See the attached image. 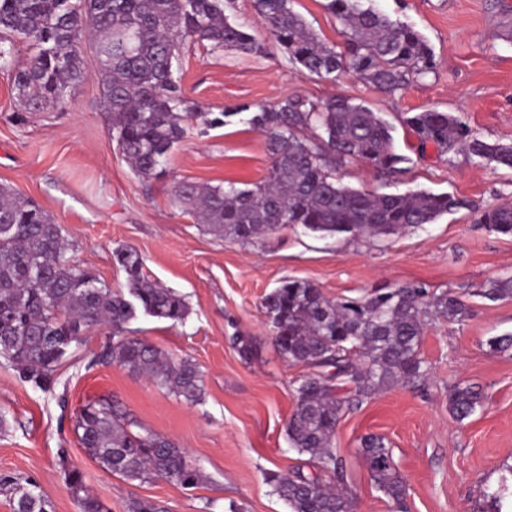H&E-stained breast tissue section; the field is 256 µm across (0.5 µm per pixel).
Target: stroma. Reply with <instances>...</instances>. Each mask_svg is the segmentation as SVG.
<instances>
[{"mask_svg": "<svg viewBox=\"0 0 512 512\" xmlns=\"http://www.w3.org/2000/svg\"><path fill=\"white\" fill-rule=\"evenodd\" d=\"M325 4L293 0L292 7L326 43L342 45V28ZM378 5L424 36L438 62L436 73L393 95L350 74L328 81L298 71L273 42L262 57L188 45L180 70L183 92L202 112L272 105L297 95L314 101L344 96L396 123L397 146L412 159L397 191L449 192L465 206L385 240L284 230L241 244L198 224L173 204L174 185L259 180L271 163L263 136L238 121L203 136L199 123H192L171 155L168 177L142 180L112 138L90 40L80 48L85 77L68 89L62 105L23 110L10 75L0 70V184L48 211L64 229L70 257L112 290L126 283L113 250L137 249L145 274L183 294L190 315L175 324L141 314L129 330L169 356L193 360L204 376L203 400L192 404L117 364L90 366L109 338L104 328L84 337L47 393L0 359V475L35 481L53 512H79L67 482L74 467L106 512H127L133 498L157 501L165 512H206L210 501L215 512L231 502L240 512H289L263 474L306 464L291 449L286 429L295 408L293 382L307 369L273 346L264 297L287 278L312 282L333 299L415 282L461 296L473 314L460 324L427 326L424 381L382 391L342 417L333 442L345 463L344 481L354 512H394L358 453L362 437L377 434L389 442L409 489L408 512H484V491L497 488L512 465V350L493 352L487 345L490 337L512 333V300L491 302L475 291L512 275V237L489 232L478 218L512 199V170L447 156L432 146L416 150L413 133L397 119L427 109L451 112L483 140L512 141V17L503 12L512 0ZM235 331L250 339L249 355L232 345ZM452 383L475 384L485 394L482 408L461 422L448 411ZM98 396L118 400L144 426L177 443L203 470L204 481L192 489L160 479L131 483L89 459L74 417Z\"/></svg>", "mask_w": 512, "mask_h": 512, "instance_id": "1", "label": "stroma"}]
</instances>
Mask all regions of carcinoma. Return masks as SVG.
Here are the masks:
<instances>
[{
	"instance_id": "cac0c4a2",
	"label": "carcinoma",
	"mask_w": 512,
	"mask_h": 512,
	"mask_svg": "<svg viewBox=\"0 0 512 512\" xmlns=\"http://www.w3.org/2000/svg\"><path fill=\"white\" fill-rule=\"evenodd\" d=\"M266 33L288 63L321 78L351 73L388 94L415 77L436 73L434 53L408 24L393 21L365 0H327L342 27V49L329 45L291 7V0H254ZM88 36L99 58L104 106L112 135L135 174L146 180L168 176L169 153L186 126L201 121L219 128L243 113L265 138L271 164L258 181L202 186L181 182L174 201L224 238L250 243L284 229L322 237H388L434 224L461 207L454 195L427 190L378 194L352 188L341 172L365 161L380 179L402 176L411 158L396 151L394 127L380 113L350 98L312 101L296 96L273 105L243 104L231 112L195 111L175 68L187 43L213 52L260 55L266 40L225 14L224 0H0V70L12 74L21 105L57 106L82 74L75 43ZM33 43L23 67L14 65L15 40ZM402 122L420 148L463 153L469 160L512 169V144L487 142L452 112H408ZM489 231L512 236V199L481 215ZM126 275V290L114 291L67 256L60 225L34 202L0 185V358L24 379L52 391L55 372L86 334L109 329L112 338L94 357L144 376L175 396L203 399V376L189 358L175 359L126 325L138 314L182 323L190 314L185 297L148 279L142 257L128 247L112 253ZM476 295L491 302L512 299V276L497 279ZM272 342L279 354L310 373L293 384L295 410L288 421L291 449L308 456L312 471L265 472L273 492L290 512H351L348 492L324 478L342 479L343 461L333 448L345 413L364 400L425 378L420 348L426 325L461 323L471 306L450 292L430 294L405 283L361 297L330 299L309 281L288 279L264 300ZM483 405L472 385L448 386V411L462 421ZM74 431L85 454L105 471L140 483L162 479L193 488L203 478L170 438L142 426L110 397L88 400L76 413ZM359 453L370 480L397 512H407V489L385 438H362ZM80 512H102L86 492L83 473L68 472ZM13 512H52L38 487L0 477Z\"/></svg>"
}]
</instances>
